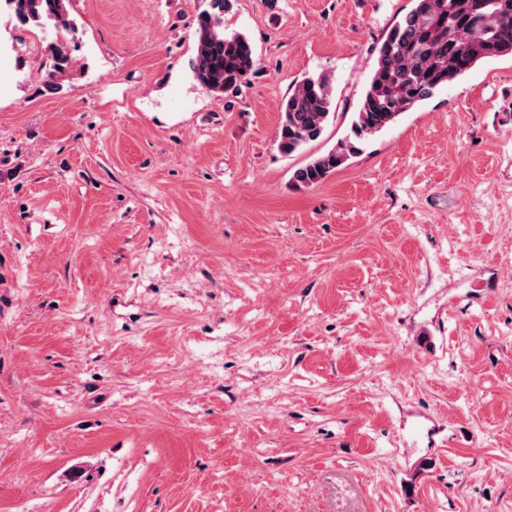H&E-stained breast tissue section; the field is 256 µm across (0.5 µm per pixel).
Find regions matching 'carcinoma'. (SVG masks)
<instances>
[{
    "label": "carcinoma",
    "instance_id": "cac0c4a2",
    "mask_svg": "<svg viewBox=\"0 0 512 512\" xmlns=\"http://www.w3.org/2000/svg\"><path fill=\"white\" fill-rule=\"evenodd\" d=\"M18 22L41 27H71L67 0H5ZM230 0H208L196 18L194 79L222 95L237 90L252 73L255 58L249 39L224 31ZM376 60L350 134L329 151L296 169V187H311L360 154L363 143L432 98L439 90L468 76L489 59L512 57V0H412L375 48ZM44 85L61 90L71 68L66 48L49 46ZM334 105L333 78L309 77L282 100L278 147L285 154L302 151L323 134Z\"/></svg>",
    "mask_w": 512,
    "mask_h": 512
}]
</instances>
